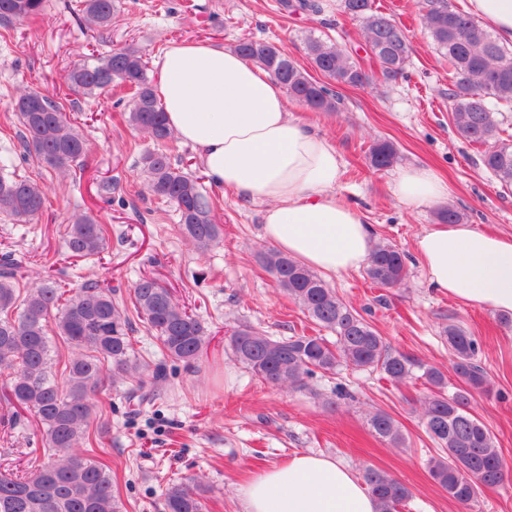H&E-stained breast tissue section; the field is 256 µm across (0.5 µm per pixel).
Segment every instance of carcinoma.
I'll return each instance as SVG.
<instances>
[{"label":"carcinoma","mask_w":512,"mask_h":512,"mask_svg":"<svg viewBox=\"0 0 512 512\" xmlns=\"http://www.w3.org/2000/svg\"><path fill=\"white\" fill-rule=\"evenodd\" d=\"M424 21L448 63V107L459 133L484 146L482 162L505 188H512V141L503 137L500 107H512V51L466 12L448 0H423ZM344 13L360 21L371 54L380 64L383 81L404 75L412 47L404 27L392 14L375 10L371 0H342ZM44 0H0V26L38 17ZM117 11L116 0H80L78 14L87 26L104 29ZM307 55L329 83L364 86L371 82L365 67L342 45L319 37L306 42ZM235 51L272 74L288 95L313 112L336 111V94L313 79L284 50L256 38L239 41ZM86 96H130L126 120L160 142L172 131L166 123L155 86L148 77L144 54L134 44L112 48L91 62L72 68L67 90L43 96L35 107L36 90L26 88L15 100L22 126V155H35L48 167L65 171L88 153L86 140L66 116L70 92ZM375 170L398 159L394 144L375 140L368 149ZM142 180L154 196L176 204L179 231L204 254L223 240L216 224L217 204L201 183L159 151L142 157ZM47 194L36 183L0 175V214L19 222L39 215ZM112 238V225L91 213L71 217L64 237L71 256H99ZM259 266L276 287L292 299L305 317L335 335L273 338L252 326L237 329L229 346L236 362L263 384L300 388L315 372L333 374L342 364L379 371L394 385L407 383L416 363L393 349L352 306L343 302L316 272L276 248L256 250ZM29 265L9 255L0 259V380L5 393L0 417L16 425L32 415L45 439L46 460L27 464L22 474L0 473V512H122L113 488L112 466L99 448L109 433L103 415L111 404L104 395L118 383H128L127 397L149 404L166 380V365H150L137 355L130 333L133 319L156 334L163 358L192 365L208 345L204 324L172 297L156 279L142 277L128 297L118 289L86 282L70 294L61 278L27 280ZM365 274L371 283L394 287L406 276L405 256L393 245L372 248ZM66 344L67 357L52 359L50 335ZM453 355L458 385L448 393V379L425 367L421 377L429 393L420 401L425 432L441 455L430 460L431 477L448 496L467 507L481 489L500 485L507 474L503 458L486 425L470 408L473 394L490 387L487 372L477 363L478 344L462 328L443 329ZM372 432L399 447L404 437L394 418L377 410L369 418ZM377 512H398L411 497L409 489L386 471L369 468L364 475ZM164 512H203L198 480L189 478L168 487Z\"/></svg>","instance_id":"cac0c4a2"}]
</instances>
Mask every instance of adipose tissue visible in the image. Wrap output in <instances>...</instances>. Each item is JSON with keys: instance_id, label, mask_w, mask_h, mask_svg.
I'll use <instances>...</instances> for the list:
<instances>
[{"instance_id": "adipose-tissue-1", "label": "adipose tissue", "mask_w": 512, "mask_h": 512, "mask_svg": "<svg viewBox=\"0 0 512 512\" xmlns=\"http://www.w3.org/2000/svg\"><path fill=\"white\" fill-rule=\"evenodd\" d=\"M470 14L512 45V0H468ZM156 93L168 126L198 153L210 180L261 203L266 239L307 268L350 274L368 262L372 229L337 192L343 171L333 142L288 110L283 86L236 51L183 41L159 60ZM393 194L409 212L442 203L448 184L432 169L398 171ZM417 253L433 288L464 304L512 313V234L434 224ZM245 512H377L352 470L301 453L238 488Z\"/></svg>"}]
</instances>
